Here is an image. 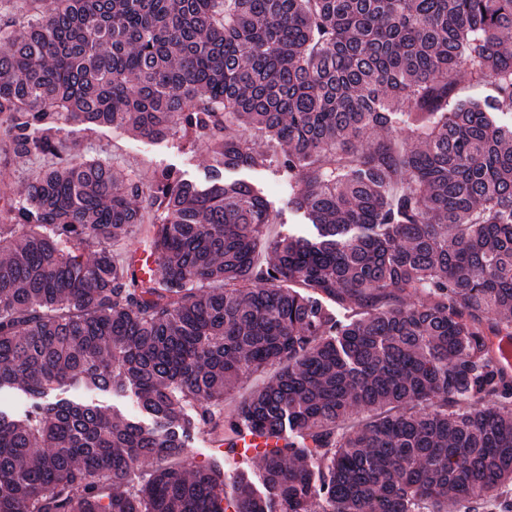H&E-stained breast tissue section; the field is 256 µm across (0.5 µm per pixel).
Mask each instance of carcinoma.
<instances>
[{
  "instance_id": "obj_1",
  "label": "carcinoma",
  "mask_w": 512,
  "mask_h": 512,
  "mask_svg": "<svg viewBox=\"0 0 512 512\" xmlns=\"http://www.w3.org/2000/svg\"><path fill=\"white\" fill-rule=\"evenodd\" d=\"M510 44L512 0H0V176L75 156L73 124L212 161L206 185L92 158L0 192V388L40 398L0 410V512H512ZM462 66L486 97H454ZM258 168L317 237L266 242L263 189L224 181ZM145 222L140 277L112 244ZM67 384L153 424L41 402ZM201 426L222 460L189 469ZM248 451L265 492L239 468L228 498ZM280 368V365L275 364L269 366L264 373H246L241 376L232 395L224 401V410H230L236 402L246 398L254 389L274 376ZM62 398H80L86 402L102 406L109 413H112V410H115L128 419L139 420L145 424L151 423L147 414L139 409L136 396L130 392L124 394H112L87 389L81 385H66L60 389L50 391L43 399L46 402H54L57 399Z\"/></svg>"
}]
</instances>
